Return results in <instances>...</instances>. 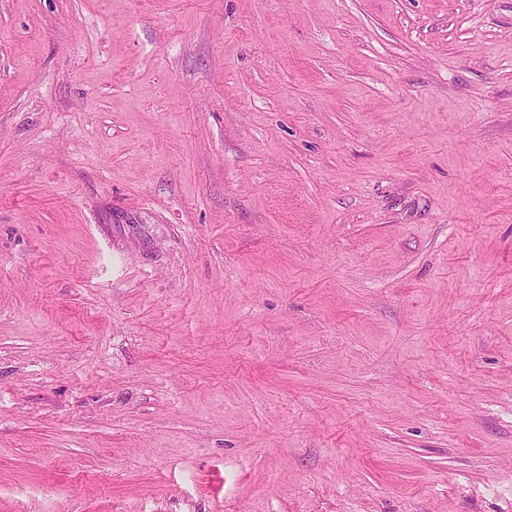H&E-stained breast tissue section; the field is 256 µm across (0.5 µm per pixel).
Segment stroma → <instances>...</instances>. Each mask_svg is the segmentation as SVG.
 Wrapping results in <instances>:
<instances>
[{
  "label": "stroma",
  "mask_w": 512,
  "mask_h": 512,
  "mask_svg": "<svg viewBox=\"0 0 512 512\" xmlns=\"http://www.w3.org/2000/svg\"><path fill=\"white\" fill-rule=\"evenodd\" d=\"M0 512H512V0H0Z\"/></svg>",
  "instance_id": "obj_1"
}]
</instances>
